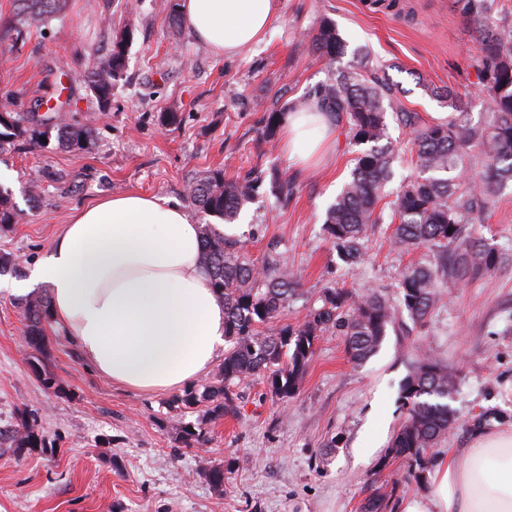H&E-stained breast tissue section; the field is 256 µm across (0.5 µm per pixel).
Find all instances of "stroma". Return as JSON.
Instances as JSON below:
<instances>
[{"label": "stroma", "mask_w": 512, "mask_h": 512, "mask_svg": "<svg viewBox=\"0 0 512 512\" xmlns=\"http://www.w3.org/2000/svg\"><path fill=\"white\" fill-rule=\"evenodd\" d=\"M324 18L345 44L335 66L369 57L371 70L389 78L404 106L425 119L450 112L432 93L446 87L471 125L488 122L473 68L477 33L455 0H400L395 10L374 7L373 0H276L273 27L231 56L173 24L161 0H67L46 26L0 57V104L23 108L33 96H52L64 73L76 104L56 113V122L95 127L85 150L53 137L0 155V186L19 213L17 224L0 232V254L21 260L0 273V512H360L372 490L386 484L398 487L392 512H404L408 501L433 493L432 481H407V464L385 457L404 417L401 386L418 345L458 374L451 401L457 420L432 448L435 461L468 447L476 430L512 427V260L493 276L449 284L425 326L388 331L364 363L349 360L339 333L321 336L291 399L272 397L262 378L245 380L238 415L208 423L209 441L200 448L177 438L180 414L169 406L171 393L112 383L57 323L46 327V369L62 392L31 370L20 297L11 288L46 255L75 209L108 196L139 192L181 202L188 182L212 168L229 179L273 167L285 173L293 184L289 198L263 186L243 206L235 233L254 262L274 245L298 274L301 295L281 315L291 325L319 307L333 284L370 286L396 298L400 271L429 260L427 249L396 247L391 226L380 224L367 241L364 265L342 268L323 224L359 145L337 126L334 148L303 166L261 135L263 112L302 101L329 79L335 66L312 53L306 39ZM127 26L133 41L126 70L103 114L83 82L89 52H106L114 32ZM164 112L178 113L180 125L162 129ZM481 233L512 257V193L489 204ZM26 410L37 414L44 445L16 453L9 436ZM218 464L220 493L206 477Z\"/></svg>", "instance_id": "35a3bbf8"}]
</instances>
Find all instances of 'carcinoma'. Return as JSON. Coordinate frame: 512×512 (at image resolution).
<instances>
[{
	"mask_svg": "<svg viewBox=\"0 0 512 512\" xmlns=\"http://www.w3.org/2000/svg\"><path fill=\"white\" fill-rule=\"evenodd\" d=\"M14 2L9 22L13 47L26 39L32 26L55 17L64 0ZM456 4L480 27L476 76L488 96L490 120L486 125L474 127L462 116L446 123L427 122L421 113L407 110L390 86L365 77L369 64L365 58L334 71L329 81L309 93L321 111L347 127L354 143L367 146L358 153L350 179L326 212L324 229L339 260L351 268L362 264L368 236L375 225L384 223L388 209L395 224L394 243L408 251L427 248L437 253L438 261L414 263L401 271L395 305L374 288L355 292L329 287L322 293V305L310 310L303 323L282 324L281 314L300 287L284 255L272 249L257 265L248 257L241 238L216 233L210 219L234 223L267 178L272 189L285 198L293 193L292 184L276 169L235 181L225 179L222 168L209 171L186 187L185 196L201 218V260L212 286L224 296V337L230 347L203 390L190 389L173 399L180 414L191 413L202 403L207 404L205 415L210 422L236 414L235 382L259 374L266 376L272 396L291 398L302 385L320 336L338 332L345 337L349 359L362 363L377 352L388 329L403 318L425 326L443 285L466 276L492 274L505 261V254L476 236L473 224L488 200L512 188V29L501 28L495 18L498 0H456ZM131 42L124 28L113 38L110 52L91 54L92 65L83 80L100 112L112 108V84L126 69ZM308 46L332 64L342 54L343 41L336 26L322 20L308 34ZM66 91L65 85L58 88L53 103L38 96L22 112L0 110V154L15 149L19 142L40 143L54 128L58 140L68 147L81 149L89 144L95 134L92 125L76 121L59 126L53 120V113L71 106ZM389 109L407 131L405 148L417 171L401 183L391 201L386 200L385 188L399 148L387 136ZM292 111L283 106L264 113L261 124L267 141L274 140ZM17 218L9 192L0 187V231L8 230ZM20 307L25 340L33 351L32 369L52 388L56 381L43 366L50 297L30 295L21 300ZM456 383V372L422 354L402 386L405 416L386 457L403 458L409 477L417 483L425 481L431 464L427 449L436 447L455 424L456 412L447 400ZM203 425L202 421L179 420V440L188 448L203 445L207 441ZM11 442L16 449L41 445L37 415L22 420ZM396 491L395 485L389 491L373 490L362 512H385Z\"/></svg>",
	"mask_w": 512,
	"mask_h": 512,
	"instance_id": "1",
	"label": "carcinoma"
}]
</instances>
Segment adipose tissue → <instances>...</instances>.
Segmentation results:
<instances>
[{"label":"adipose tissue","mask_w":512,"mask_h":512,"mask_svg":"<svg viewBox=\"0 0 512 512\" xmlns=\"http://www.w3.org/2000/svg\"><path fill=\"white\" fill-rule=\"evenodd\" d=\"M182 17L215 53L262 40L273 0H184ZM334 131L311 107L289 115L282 145L310 162ZM52 316L99 373L138 392L206 374L225 347L224 299L201 262V227L179 203L137 193L101 199L62 225L33 271ZM435 496L404 512H512V429L476 431L434 475Z\"/></svg>","instance_id":"1"}]
</instances>
